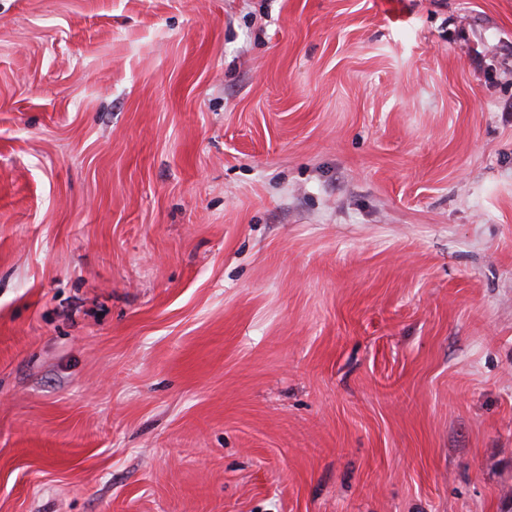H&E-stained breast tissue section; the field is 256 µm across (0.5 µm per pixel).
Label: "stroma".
Returning <instances> with one entry per match:
<instances>
[{"instance_id": "1", "label": "stroma", "mask_w": 512, "mask_h": 512, "mask_svg": "<svg viewBox=\"0 0 512 512\" xmlns=\"http://www.w3.org/2000/svg\"><path fill=\"white\" fill-rule=\"evenodd\" d=\"M0 512H512V0H0Z\"/></svg>"}]
</instances>
